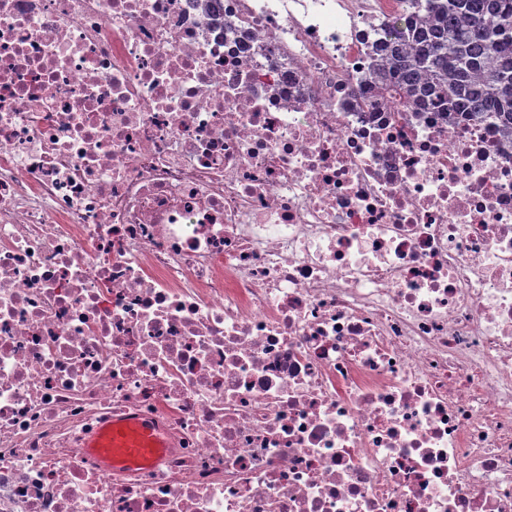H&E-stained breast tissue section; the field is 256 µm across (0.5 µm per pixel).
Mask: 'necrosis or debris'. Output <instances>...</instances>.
<instances>
[{
	"mask_svg": "<svg viewBox=\"0 0 512 512\" xmlns=\"http://www.w3.org/2000/svg\"><path fill=\"white\" fill-rule=\"evenodd\" d=\"M399 9L0 0V512H512V140L360 94ZM162 434V428L154 422L125 417L112 421L85 447L101 458L104 469L111 470L116 464L135 468L146 453L152 452L155 459L160 448H167ZM112 449L120 455L112 456Z\"/></svg>",
	"mask_w": 512,
	"mask_h": 512,
	"instance_id": "4bbe7bcc",
	"label": "necrosis or debris"
}]
</instances>
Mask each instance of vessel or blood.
<instances>
[{"label":"vessel or blood","mask_w":512,"mask_h":512,"mask_svg":"<svg viewBox=\"0 0 512 512\" xmlns=\"http://www.w3.org/2000/svg\"><path fill=\"white\" fill-rule=\"evenodd\" d=\"M165 441L160 425L137 417L112 421L87 443V448L102 460L104 469L121 464L137 467L146 453L159 452Z\"/></svg>","instance_id":"vessel-or-blood-1"}]
</instances>
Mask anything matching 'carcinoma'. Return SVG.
<instances>
[{
	"label": "carcinoma",
	"instance_id": "1",
	"mask_svg": "<svg viewBox=\"0 0 512 512\" xmlns=\"http://www.w3.org/2000/svg\"><path fill=\"white\" fill-rule=\"evenodd\" d=\"M359 88L399 112L428 107L512 138V0H403Z\"/></svg>",
	"mask_w": 512,
	"mask_h": 512
}]
</instances>
